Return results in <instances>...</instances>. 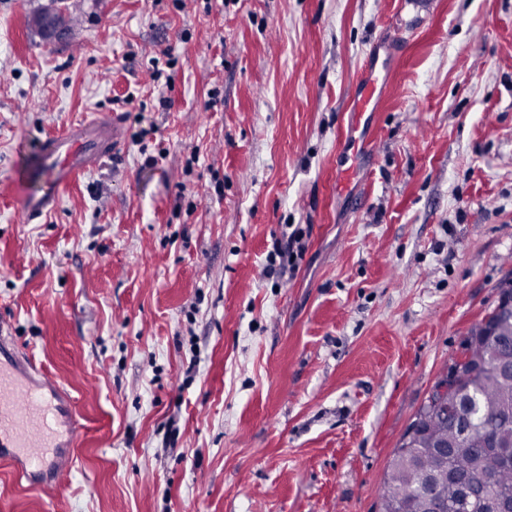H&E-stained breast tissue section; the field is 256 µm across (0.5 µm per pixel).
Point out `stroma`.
Masks as SVG:
<instances>
[{
  "mask_svg": "<svg viewBox=\"0 0 512 512\" xmlns=\"http://www.w3.org/2000/svg\"><path fill=\"white\" fill-rule=\"evenodd\" d=\"M49 2L0 0V332L76 423L57 485L0 460V512H379L512 273V0H57L75 23L47 44L29 18ZM380 41L373 161L344 197ZM110 113L116 154L24 222L43 142ZM286 224L306 250L275 281ZM379 50V47L373 48L369 61L356 82L351 113L350 141L339 152L336 159L337 185L340 190L348 188L358 180L363 160L372 151V141L365 132V123L379 107L385 93L388 73L387 58L380 62ZM380 71L385 73L382 79L379 75ZM356 132H359L358 137L355 136ZM349 151H351L350 155Z\"/></svg>",
  "mask_w": 512,
  "mask_h": 512,
  "instance_id": "obj_1",
  "label": "stroma"
}]
</instances>
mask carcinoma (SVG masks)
<instances>
[{"label": "carcinoma", "mask_w": 512, "mask_h": 512, "mask_svg": "<svg viewBox=\"0 0 512 512\" xmlns=\"http://www.w3.org/2000/svg\"><path fill=\"white\" fill-rule=\"evenodd\" d=\"M490 322L473 325L449 364L464 358V382L448 391V417L431 416L413 441L414 459H391L380 496L381 512H424L422 475H440L448 503L467 494L471 480L500 512L512 509V375L497 363L512 358V312L491 310Z\"/></svg>", "instance_id": "1"}]
</instances>
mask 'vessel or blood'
Segmentation results:
<instances>
[{"instance_id": "b4317fda", "label": "vessel or blood", "mask_w": 512, "mask_h": 512, "mask_svg": "<svg viewBox=\"0 0 512 512\" xmlns=\"http://www.w3.org/2000/svg\"><path fill=\"white\" fill-rule=\"evenodd\" d=\"M387 62L378 53H371L355 86L352 105L353 135L346 150L336 159L339 188H348L358 180L364 158L372 150L365 132V123L375 112L385 93L386 82L381 72ZM92 128L100 137L95 153L81 149V133L69 129L51 138L45 148L50 166L41 193L24 197L22 214L25 221L39 218L59 199L61 188L75 176L92 170L101 159L110 157L116 148L119 129L117 118L109 116L94 122ZM74 405L60 384L31 359L19 356L9 337L0 336V458L26 467L28 478L50 470L59 476L62 468L56 463L61 451L70 447L74 428Z\"/></svg>"}]
</instances>
